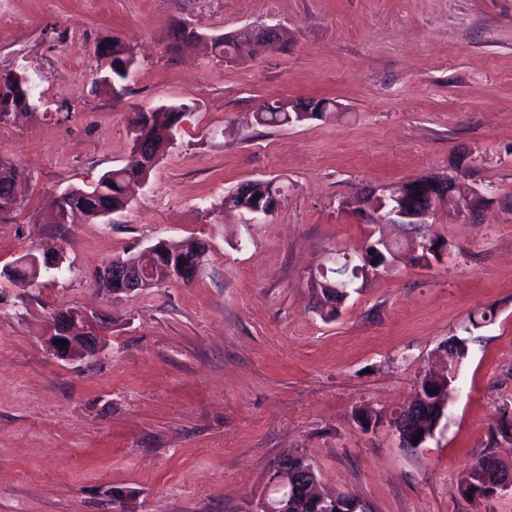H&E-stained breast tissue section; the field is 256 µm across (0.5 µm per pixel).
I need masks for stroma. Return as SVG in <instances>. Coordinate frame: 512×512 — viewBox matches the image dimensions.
Listing matches in <instances>:
<instances>
[{"mask_svg": "<svg viewBox=\"0 0 512 512\" xmlns=\"http://www.w3.org/2000/svg\"><path fill=\"white\" fill-rule=\"evenodd\" d=\"M187 24L202 41L167 44ZM276 24L283 39L227 62L210 37ZM134 64L103 82L101 42ZM23 71L33 117L0 124V157L33 169L0 224V266L57 249L33 286L0 278V512H253L275 460L305 456L329 494L373 512H512V495L464 496L472 462L512 423V0H0V72ZM324 99L322 118L261 126L278 100ZM185 107L175 143L128 206L57 229L50 203L123 167L141 111ZM465 166L491 191L470 221L452 199L428 234L431 264L402 246L328 316L310 286L339 254L359 258L394 225L354 200ZM281 188L268 215L228 209L240 184ZM206 239L189 284L115 296L106 263L164 240ZM107 322L95 357L47 345L58 311ZM493 321L482 322L484 311ZM468 341L447 415L421 448L388 420Z\"/></svg>", "mask_w": 512, "mask_h": 512, "instance_id": "35a3bbf8", "label": "stroma"}]
</instances>
